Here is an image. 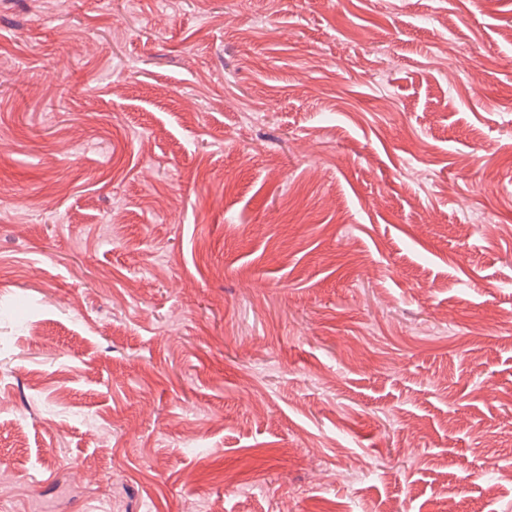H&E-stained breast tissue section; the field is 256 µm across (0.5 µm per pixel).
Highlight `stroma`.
I'll return each mask as SVG.
<instances>
[{"mask_svg": "<svg viewBox=\"0 0 512 512\" xmlns=\"http://www.w3.org/2000/svg\"><path fill=\"white\" fill-rule=\"evenodd\" d=\"M0 512H512V0H0Z\"/></svg>", "mask_w": 512, "mask_h": 512, "instance_id": "1", "label": "stroma"}]
</instances>
